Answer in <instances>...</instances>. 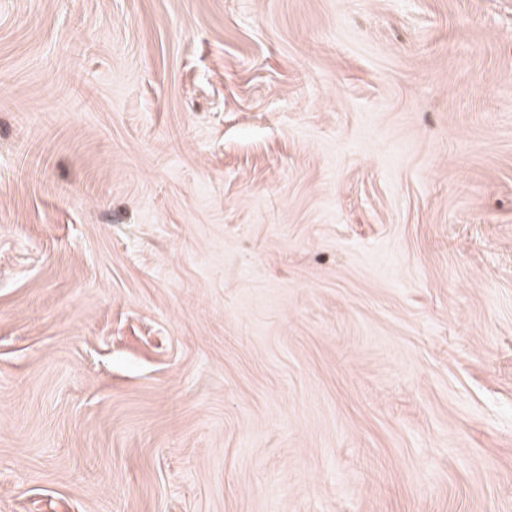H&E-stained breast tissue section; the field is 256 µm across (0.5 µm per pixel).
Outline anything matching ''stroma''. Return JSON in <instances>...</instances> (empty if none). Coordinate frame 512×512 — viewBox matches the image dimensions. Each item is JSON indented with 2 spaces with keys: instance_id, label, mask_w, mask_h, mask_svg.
Here are the masks:
<instances>
[{
  "instance_id": "35a3bbf8",
  "label": "stroma",
  "mask_w": 512,
  "mask_h": 512,
  "mask_svg": "<svg viewBox=\"0 0 512 512\" xmlns=\"http://www.w3.org/2000/svg\"><path fill=\"white\" fill-rule=\"evenodd\" d=\"M0 512H512V0H0Z\"/></svg>"
}]
</instances>
